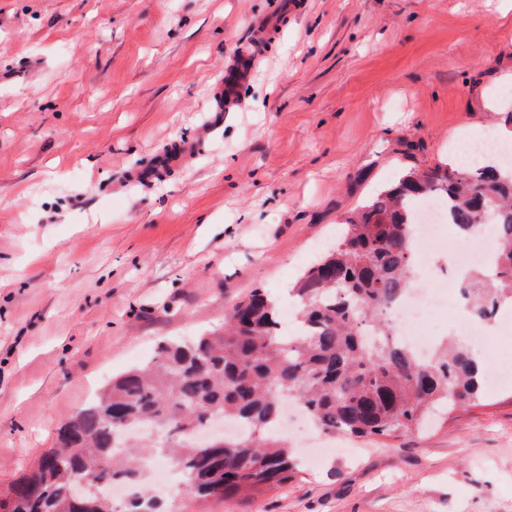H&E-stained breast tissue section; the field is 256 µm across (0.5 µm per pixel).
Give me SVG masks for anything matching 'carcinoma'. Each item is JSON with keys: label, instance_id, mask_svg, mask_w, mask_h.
<instances>
[{"label": "carcinoma", "instance_id": "carcinoma-1", "mask_svg": "<svg viewBox=\"0 0 512 512\" xmlns=\"http://www.w3.org/2000/svg\"><path fill=\"white\" fill-rule=\"evenodd\" d=\"M448 199V219L469 235L493 221L499 248L459 288L471 317L493 319L512 303V166L437 165L409 170L343 222L336 243L300 276L302 331L279 334L277 302L257 287L233 303L224 324L159 346L150 363L112 380L56 430L54 472L42 462L0 494V512H114L96 495L121 481L136 484L145 456L123 432L151 427L155 447L178 468L198 503L260 496L296 479L300 462L274 430L281 400L298 399L317 430L356 438L392 436L423 426L429 412L480 400L486 376L467 347L444 340L424 364L396 338L387 307L408 290L415 260V203ZM244 431L221 446L194 434L214 418ZM90 481L95 492L73 494ZM176 497L141 488L124 512H183Z\"/></svg>", "mask_w": 512, "mask_h": 512}]
</instances>
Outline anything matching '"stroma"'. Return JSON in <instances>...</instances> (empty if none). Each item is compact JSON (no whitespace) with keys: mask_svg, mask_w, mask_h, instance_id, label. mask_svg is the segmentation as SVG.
<instances>
[{"mask_svg":"<svg viewBox=\"0 0 512 512\" xmlns=\"http://www.w3.org/2000/svg\"><path fill=\"white\" fill-rule=\"evenodd\" d=\"M511 78L505 0H0V491L159 341L256 287L293 318L374 189L512 129ZM205 510L512 512V384Z\"/></svg>","mask_w":512,"mask_h":512,"instance_id":"stroma-1","label":"stroma"}]
</instances>
